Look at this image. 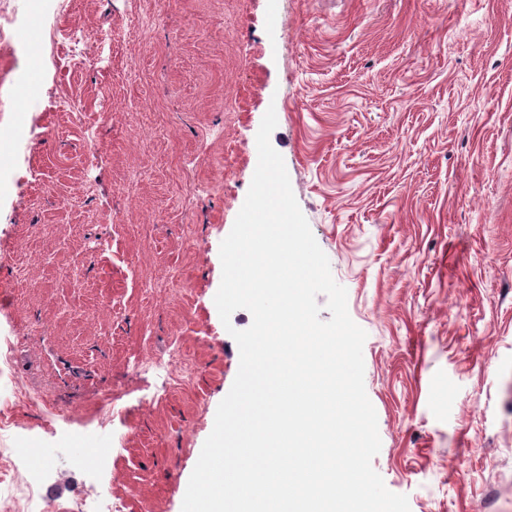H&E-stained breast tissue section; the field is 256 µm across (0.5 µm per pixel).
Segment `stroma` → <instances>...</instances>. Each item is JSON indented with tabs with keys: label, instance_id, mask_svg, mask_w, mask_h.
<instances>
[{
	"label": "stroma",
	"instance_id": "1",
	"mask_svg": "<svg viewBox=\"0 0 512 512\" xmlns=\"http://www.w3.org/2000/svg\"><path fill=\"white\" fill-rule=\"evenodd\" d=\"M26 26L0 44V139L43 134L0 203L30 396L0 512H181L252 322L214 297L270 108L367 334L373 468L410 512H512V0H46Z\"/></svg>",
	"mask_w": 512,
	"mask_h": 512
}]
</instances>
